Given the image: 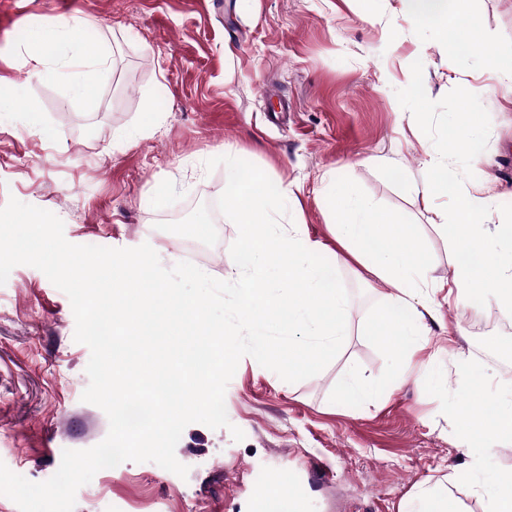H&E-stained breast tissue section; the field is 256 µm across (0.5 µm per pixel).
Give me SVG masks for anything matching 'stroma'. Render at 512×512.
<instances>
[{
    "label": "stroma",
    "instance_id": "obj_1",
    "mask_svg": "<svg viewBox=\"0 0 512 512\" xmlns=\"http://www.w3.org/2000/svg\"><path fill=\"white\" fill-rule=\"evenodd\" d=\"M468 7L480 27L451 54L433 27L403 18L401 0H0V207L14 198L48 210L76 245L150 244L167 268L185 260L188 232L207 226L213 253L198 266L224 281L238 229L210 213L226 168L205 163L237 157L287 189L281 224L320 243L348 294V334L318 375L289 383L241 359L225 407L243 440L190 424L175 450L187 477L125 461L81 486L74 512H262L257 488L276 479L305 512H404L442 477L458 512H484L478 473H512V443L479 469L462 446L493 431L479 390L512 395V337L488 349L468 319L512 328V318L478 292L442 305L425 350L402 366L377 320L394 286L330 230L352 194L379 223L412 232L429 275L450 280L455 258L439 223L455 197L419 193L437 152L458 190L483 197L485 224L512 222V89L487 62L512 51V0ZM70 16L91 20L87 46L108 56L78 99L28 63L31 32ZM419 105L415 126L408 114ZM459 112L480 139L475 152L454 146L448 121ZM177 212L182 220L168 222ZM74 333L67 295L40 270L14 267L0 285V462L33 482L109 430L82 400L90 350ZM430 357L433 377L421 368ZM352 372L380 395L345 402ZM474 412L476 430L465 423Z\"/></svg>",
    "mask_w": 512,
    "mask_h": 512
}]
</instances>
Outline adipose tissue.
Returning a JSON list of instances; mask_svg holds the SVG:
<instances>
[{"label": "adipose tissue", "instance_id": "adipose-tissue-1", "mask_svg": "<svg viewBox=\"0 0 512 512\" xmlns=\"http://www.w3.org/2000/svg\"><path fill=\"white\" fill-rule=\"evenodd\" d=\"M405 15L419 22H438L436 35L448 49H458L463 29L476 28L478 20L467 12V0H402ZM90 23L84 18H64L46 32L36 33L31 61L34 67L55 62V74L66 78L71 97H83L97 83L107 57L96 53L80 59L84 33ZM341 217L334 224L337 240L353 250L355 256L377 277L392 281L396 292L380 312L399 350L408 361L424 347L422 329L426 316L435 315L439 303L426 293L427 270L421 260L416 238L401 232L398 225L379 223L374 209L352 195L340 205ZM452 252H472L480 238L499 239L501 251L484 253L481 261L460 262L447 286L457 302H466L472 290H481L498 305L512 312V225L489 226L481 220L478 199L466 194L456 197L450 223L444 224Z\"/></svg>", "mask_w": 512, "mask_h": 512}]
</instances>
